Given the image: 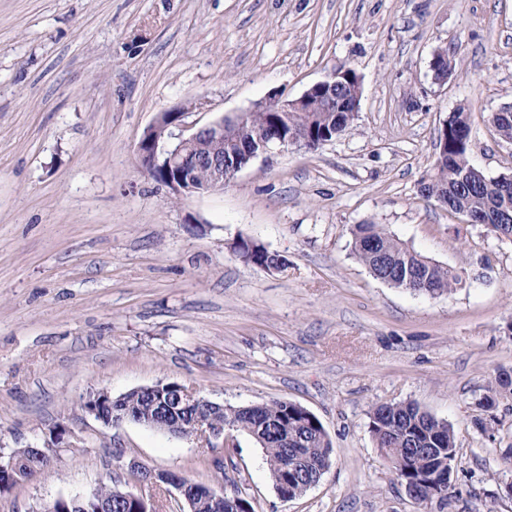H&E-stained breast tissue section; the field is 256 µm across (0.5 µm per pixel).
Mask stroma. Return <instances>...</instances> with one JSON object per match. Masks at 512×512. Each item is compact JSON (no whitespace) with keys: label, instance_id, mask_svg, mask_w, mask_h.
<instances>
[{"label":"stroma","instance_id":"35a3bbf8","mask_svg":"<svg viewBox=\"0 0 512 512\" xmlns=\"http://www.w3.org/2000/svg\"><path fill=\"white\" fill-rule=\"evenodd\" d=\"M441 48L456 66L438 84ZM347 68L359 109L318 150L275 147L182 197L139 164L160 112L188 105L204 125ZM462 105L471 163L512 176V142L490 123L512 106V0H0V454L66 428L43 470L0 491V512L108 481L179 512L130 478L132 461L255 512H512V397L476 406L512 369V243L418 192ZM364 223L465 267L462 284L431 297L373 278L352 253ZM242 239L287 267L244 263ZM158 382L301 405L331 464L285 500L246 432L210 448L81 407ZM407 401L455 431L447 500L412 498L372 437V409Z\"/></svg>","mask_w":512,"mask_h":512}]
</instances>
